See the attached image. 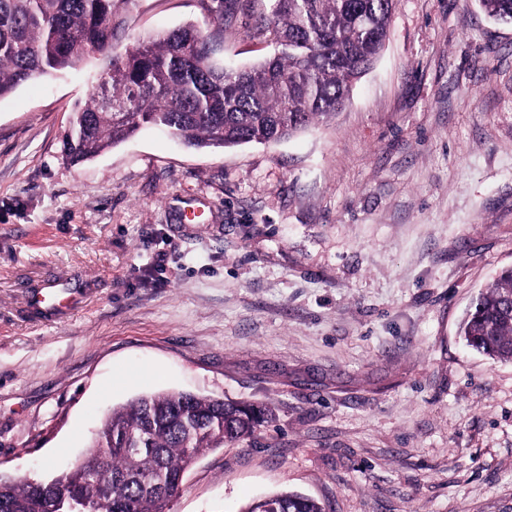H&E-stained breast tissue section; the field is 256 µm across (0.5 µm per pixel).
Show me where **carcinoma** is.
Here are the masks:
<instances>
[{"instance_id":"carcinoma-1","label":"carcinoma","mask_w":512,"mask_h":512,"mask_svg":"<svg viewBox=\"0 0 512 512\" xmlns=\"http://www.w3.org/2000/svg\"><path fill=\"white\" fill-rule=\"evenodd\" d=\"M135 0H0V98L24 83L56 76L87 56L109 59L90 99L72 111L63 153L73 165L139 129H164L193 148L271 143L341 110L355 78L369 71L389 35L397 0H273L279 51L249 68L214 58L224 12L204 29L188 24L148 34L114 52ZM488 16L512 18V0H480ZM466 345L512 362V267L502 269L460 325ZM271 419L262 406L157 393L112 410L91 443L87 466L53 486L0 482V512H55L75 493L104 512H160L178 478L207 448L252 437ZM137 446L138 451L130 450ZM109 448L107 455L101 449ZM244 512H324L313 497L281 491Z\"/></svg>"}]
</instances>
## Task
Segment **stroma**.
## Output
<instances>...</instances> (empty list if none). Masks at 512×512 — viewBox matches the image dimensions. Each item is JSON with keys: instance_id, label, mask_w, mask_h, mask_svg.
<instances>
[{"instance_id": "obj_1", "label": "stroma", "mask_w": 512, "mask_h": 512, "mask_svg": "<svg viewBox=\"0 0 512 512\" xmlns=\"http://www.w3.org/2000/svg\"><path fill=\"white\" fill-rule=\"evenodd\" d=\"M224 13L225 66L273 56L270 0H136L116 44ZM104 63L0 100V472L85 461L156 391L272 421L186 472L166 512L290 489L326 512H512V362L458 326L512 266V24L479 0H398L329 121L194 149L143 129L66 162ZM80 297L36 320L30 292Z\"/></svg>"}]
</instances>
